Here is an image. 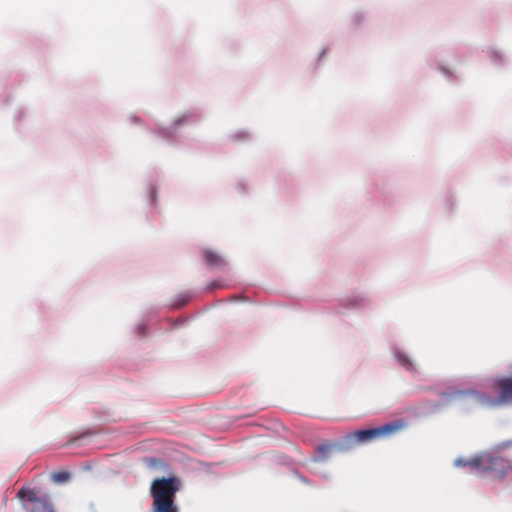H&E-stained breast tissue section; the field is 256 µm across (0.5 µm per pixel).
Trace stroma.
<instances>
[{
    "mask_svg": "<svg viewBox=\"0 0 512 512\" xmlns=\"http://www.w3.org/2000/svg\"><path fill=\"white\" fill-rule=\"evenodd\" d=\"M241 3L243 31L228 37L214 24L204 45L195 18L170 17L166 0H152L140 30L127 32L125 51L104 60L89 80L72 72L49 82L31 63L68 54L71 18H55L50 37L0 29L5 59L18 76L15 91L0 100V121L9 143L24 140L42 162L38 203L64 224L93 218L120 227L99 247L71 239L70 265L54 281L52 299L35 306L23 356L0 366V422L36 446L26 456L0 455V512H95L100 493L126 512H186L192 491L213 492L260 474L326 495L338 483L336 463L398 445L451 415L494 420L497 434L451 450L445 466L489 512H512L511 377L491 383L447 375L407 404L339 417L306 404L262 403L236 375L268 347L289 307L329 300L353 265L387 294L420 286L431 228L442 213L435 189L464 182L468 167L487 169L495 156L504 169L491 180L512 190V171L505 169L512 164V130L447 154L446 141L472 125L477 102L458 98L450 114L428 108L421 93L435 86L436 70L418 64L399 77L383 74V95L367 87L320 114L345 140L369 129L388 144L382 203H371L368 188L349 175L353 158L340 147L287 164L268 146L248 155V176L236 191L224 181L225 163L253 135L235 113L270 111L272 89L317 83L336 67L351 68L364 44L380 38L395 49L432 27L488 32L460 53L474 66L512 16V0H421L410 15L340 0L348 17L340 51L332 40L335 15H294L284 0ZM185 56L192 59L187 71L170 78ZM32 83L39 95L33 104L20 102L19 89ZM128 83L162 87L164 104L123 95ZM214 95L219 108L200 110L199 101ZM121 100L135 114L182 117L177 145L162 131L125 123L115 110ZM133 140L142 155L174 161L145 173L132 169L122 206L108 209V163ZM336 186L343 190L337 218L316 246L320 263L310 268L288 266L273 250L249 255L219 237L184 239L164 227L191 216L262 228ZM131 221L146 232L122 231ZM114 297L131 304L128 318L76 352L91 312ZM324 330L347 353L340 386L348 388L374 366L371 346L335 322Z\"/></svg>",
    "mask_w": 512,
    "mask_h": 512,
    "instance_id": "35a3bbf8",
    "label": "stroma"
}]
</instances>
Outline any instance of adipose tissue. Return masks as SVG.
I'll list each match as a JSON object with an SVG mask.
<instances>
[{"label":"adipose tissue","mask_w":512,"mask_h":512,"mask_svg":"<svg viewBox=\"0 0 512 512\" xmlns=\"http://www.w3.org/2000/svg\"><path fill=\"white\" fill-rule=\"evenodd\" d=\"M125 0H0V27L9 26L38 35L52 31L54 13L71 9L89 12L94 22L80 25L73 51L79 55L119 47L117 31L135 24L125 13ZM512 84V62L503 55L490 54L482 81L464 75L447 85L448 98L479 93L477 117L466 131L454 134L448 143L456 150L465 141L501 128L512 129L511 112L487 109L493 87ZM353 90L340 73L333 72L320 83L298 86L290 92L286 109L266 112L255 124L256 135L240 147V156L224 167L230 186L246 176L243 156L253 149L275 144L285 157L307 151L323 154L340 141L327 124L307 129L294 123V112L303 103L333 106ZM483 185L484 196H475L472 185H457L453 204L431 231L432 250L428 268L477 260L478 266L451 280L427 281L401 297L376 295L359 270H351L336 290L328 310L314 312L292 308L275 333L273 344L251 359L246 369L261 400L289 406L322 405L339 416L391 408L409 402L424 383L441 375H477L485 380L512 376V284L498 275L501 242L512 241V197L490 184L486 172L475 174L474 183ZM334 219L333 211L307 204L287 213L273 224L263 240L242 237L241 249L254 247L283 252L290 265H314V246ZM31 238L16 251H0V361L19 358L25 349L29 326L16 320L17 312L28 308L34 298L50 297L49 284L56 265L65 261V249L72 234L89 245L108 241L113 225L88 220L78 232L65 224L44 223L40 213L28 216ZM356 329L373 338L388 329L407 340L405 346L381 348L383 369L366 374L343 393L335 387L347 366V356L324 332V324Z\"/></svg>","instance_id":"obj_1"}]
</instances>
